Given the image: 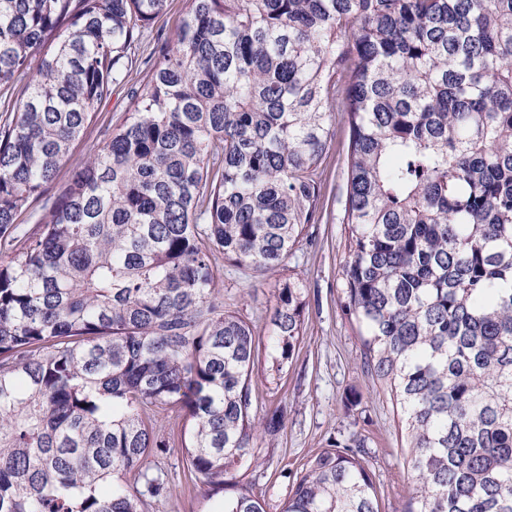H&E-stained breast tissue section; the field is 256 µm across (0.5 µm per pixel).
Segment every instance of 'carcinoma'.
<instances>
[{
  "label": "carcinoma",
  "instance_id": "obj_1",
  "mask_svg": "<svg viewBox=\"0 0 512 512\" xmlns=\"http://www.w3.org/2000/svg\"><path fill=\"white\" fill-rule=\"evenodd\" d=\"M167 0H0V512H153L172 447L219 512L282 416L252 411L305 332L280 282L266 340L219 258L275 274L318 223L349 129L340 307L407 434V512H512V0H188L106 144L49 194ZM42 202L34 227L18 218ZM328 448L281 512H378Z\"/></svg>",
  "mask_w": 512,
  "mask_h": 512
}]
</instances>
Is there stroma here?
<instances>
[{
	"mask_svg": "<svg viewBox=\"0 0 512 512\" xmlns=\"http://www.w3.org/2000/svg\"><path fill=\"white\" fill-rule=\"evenodd\" d=\"M187 10V0H168L165 11L151 25L150 36L135 49L137 61L157 56L161 40H173ZM130 88L113 87L98 107L94 123L71 147L51 187L59 193L73 170L105 143V133L120 122L128 109ZM349 133L337 124L336 135L319 167L324 209L311 225L310 240L301 242L285 261L284 271L306 286L305 335L286 371L276 380L263 375L268 354H261L259 374L252 380L257 415L283 413L276 436L255 442L254 466L237 473L241 488L261 500L265 512H281L294 475L306 463L338 441L365 436L364 461L377 488L379 512H406L410 469L403 447L405 434L389 392L368 374L361 361V343L355 323L339 306L344 249L343 215ZM226 310L238 312L259 336H267L277 291L269 278L253 270L225 263L220 282ZM157 463L168 474L172 492L160 512H215L218 503L199 494L182 463L178 448H171Z\"/></svg>",
	"mask_w": 512,
	"mask_h": 512,
	"instance_id": "1",
	"label": "stroma"
}]
</instances>
